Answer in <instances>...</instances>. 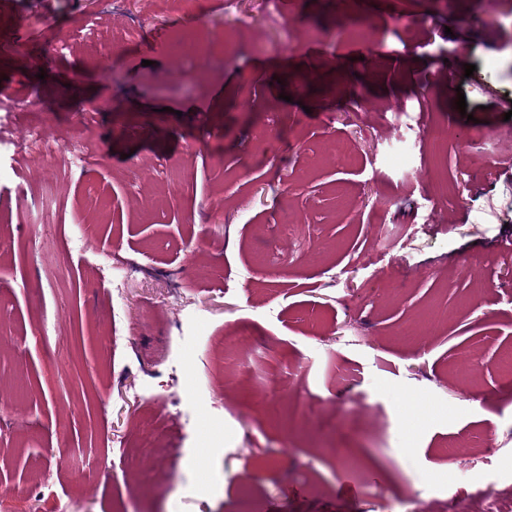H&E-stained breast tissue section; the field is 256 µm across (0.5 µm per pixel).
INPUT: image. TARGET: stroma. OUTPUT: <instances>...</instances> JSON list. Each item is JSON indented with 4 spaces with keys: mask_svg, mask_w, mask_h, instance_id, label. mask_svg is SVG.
Wrapping results in <instances>:
<instances>
[{
    "mask_svg": "<svg viewBox=\"0 0 512 512\" xmlns=\"http://www.w3.org/2000/svg\"><path fill=\"white\" fill-rule=\"evenodd\" d=\"M2 31L0 512L512 496V0H0ZM33 125L88 164L37 169Z\"/></svg>",
    "mask_w": 512,
    "mask_h": 512,
    "instance_id": "obj_1",
    "label": "stroma"
}]
</instances>
